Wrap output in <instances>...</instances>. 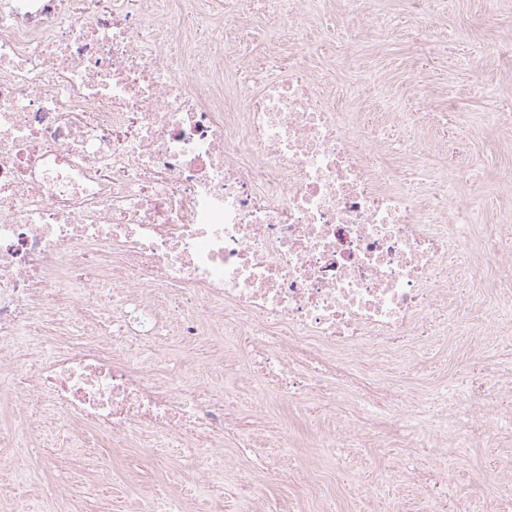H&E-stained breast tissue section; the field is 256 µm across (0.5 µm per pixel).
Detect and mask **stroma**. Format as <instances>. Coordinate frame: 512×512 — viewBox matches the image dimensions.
Returning a JSON list of instances; mask_svg holds the SVG:
<instances>
[{
    "mask_svg": "<svg viewBox=\"0 0 512 512\" xmlns=\"http://www.w3.org/2000/svg\"><path fill=\"white\" fill-rule=\"evenodd\" d=\"M442 50L415 37L413 0H387L378 18L394 35L386 41L368 37L349 53L334 46H315L318 71L333 83L337 101L370 124L385 126L381 146L390 158L407 165L409 151L427 148L449 167L463 171L472 206L480 208L482 223L466 225L474 245H482L491 225L512 234V222L500 220L512 205V185L502 175L512 169V147L497 143L489 122L495 115H512V72L496 58V48L512 41V0H431ZM374 75L375 83L360 82ZM398 101L401 115L391 119L383 100ZM465 319L452 335L428 337L424 348L390 382L402 393L448 381L458 382L466 360L465 348H479L496 320L481 291L462 299ZM161 368L169 378L189 381L209 373L228 390L255 421L254 450L273 455L288 480L264 484L249 469L241 453L225 447L224 480L213 481L187 457L179 439L164 447L141 438L137 447L102 449L97 441L75 446L64 434H44L40 445L66 458L61 476L44 474L40 480L20 478L26 462L20 449L0 445V457L18 459L16 469L0 467V483L15 487L13 498L0 502V512H58L68 503L73 512H94L98 498L112 502V512H131L137 495L167 486L180 497L183 512H426L422 485L410 482L408 473L438 477L447 472L452 497L466 503L470 512H500V497L512 487V416L490 417L500 436L466 448L453 459L410 448L405 442L386 444L362 438L357 448H320L316 439L329 428L359 430L358 418L342 408L317 403L297 408L277 400L264 380L242 367L227 381L207 346L181 354H162ZM164 452L165 467L154 458Z\"/></svg>",
    "mask_w": 512,
    "mask_h": 512,
    "instance_id": "1",
    "label": "stroma"
}]
</instances>
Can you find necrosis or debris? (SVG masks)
<instances>
[{
    "label": "necrosis or debris",
    "mask_w": 512,
    "mask_h": 512,
    "mask_svg": "<svg viewBox=\"0 0 512 512\" xmlns=\"http://www.w3.org/2000/svg\"><path fill=\"white\" fill-rule=\"evenodd\" d=\"M378 0H0V409L8 445L45 426L103 447L179 438L213 471L250 448L249 414L212 381L173 383L161 348L219 337L280 400L364 408L388 438L467 448L475 410L512 394L483 337L469 395L385 379L434 335L426 315L484 259L457 233L462 175L339 107L309 50ZM289 37L278 77L231 81L256 17ZM442 399L440 418L428 414Z\"/></svg>",
    "instance_id": "obj_1"
}]
</instances>
